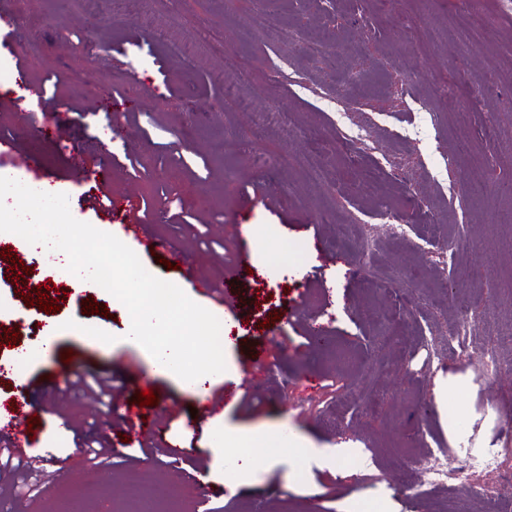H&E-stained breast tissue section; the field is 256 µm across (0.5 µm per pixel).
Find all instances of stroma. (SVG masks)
<instances>
[{
    "mask_svg": "<svg viewBox=\"0 0 512 512\" xmlns=\"http://www.w3.org/2000/svg\"><path fill=\"white\" fill-rule=\"evenodd\" d=\"M19 40L0 48V137L33 150V171H0L30 188L50 177L71 211L97 229L116 233L97 204L98 188L75 182L57 143L42 138L60 122L63 137L88 156L106 150L136 155L163 170L162 179L131 170L111 190L136 189L146 202L178 200L196 219L194 232L177 224H146V243L130 241L145 268L180 285L220 320L225 334V385L251 375L250 387L227 403L226 429H281L312 447L348 446L364 472L277 450L260 458L255 482L231 488L217 466L208 434L193 436L183 415L169 423L182 453L170 463L148 444L125 445L105 464L80 453L78 425L96 411L83 399L64 402L59 380L64 353L90 370H127L151 382L158 399L201 408L205 388L189 392L153 372L147 351L127 341L125 306L73 281L57 258L28 253L25 268L0 258V401L19 376L34 378L39 418L31 454L43 456L48 481L32 488L22 474L0 475V512H56L60 469L78 465L75 484L90 512H104L100 477L113 491L173 475L210 485L177 512H512V483L492 482L483 496L448 480L429 494L419 461L426 453L456 465L464 453L495 454L512 471V372L487 376L483 352L496 333L512 330V196L500 193V169L512 168V0H149L128 10L114 0H5ZM298 33L299 47L281 59V31ZM339 58L325 80L316 48ZM495 69H487L486 58ZM31 84L58 80L55 105L29 100L15 112L17 68ZM357 70L347 85L343 74ZM135 83L125 112L96 103L104 90ZM450 99L435 97L436 85ZM252 102V110L239 106ZM199 112L186 119L182 108ZM285 111L292 131L258 124V114ZM399 162L404 177L391 172ZM409 216L402 236L383 231L382 212ZM247 233H240V225ZM449 241L441 252L432 240ZM372 241L370 255L361 245ZM189 244L212 279L235 280V299L219 306L166 268ZM250 270L237 266L241 244ZM54 285L49 315L24 296ZM97 313H86L87 302ZM57 325L52 358L30 356L48 322ZM461 324V336L443 332ZM324 331L323 346L312 342ZM108 330L100 346L91 331ZM386 337L380 361L367 351ZM463 374L468 390L440 402L438 379ZM159 402L142 406L160 413ZM462 417L465 438L448 437L450 415Z\"/></svg>",
    "mask_w": 512,
    "mask_h": 512,
    "instance_id": "1",
    "label": "stroma"
}]
</instances>
